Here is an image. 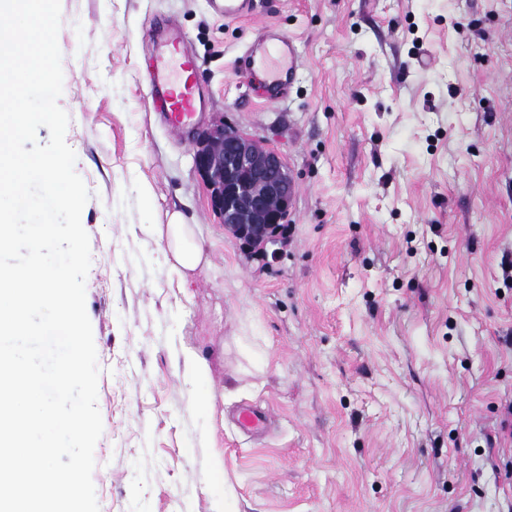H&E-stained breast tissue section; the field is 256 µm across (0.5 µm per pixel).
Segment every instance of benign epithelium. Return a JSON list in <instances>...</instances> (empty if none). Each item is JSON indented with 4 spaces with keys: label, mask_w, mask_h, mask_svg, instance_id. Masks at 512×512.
Wrapping results in <instances>:
<instances>
[{
    "label": "benign epithelium",
    "mask_w": 512,
    "mask_h": 512,
    "mask_svg": "<svg viewBox=\"0 0 512 512\" xmlns=\"http://www.w3.org/2000/svg\"><path fill=\"white\" fill-rule=\"evenodd\" d=\"M194 164L209 187L211 208L227 231L247 247L276 245L274 233L285 220L295 191L279 154L220 124L198 136Z\"/></svg>",
    "instance_id": "7a95c632"
}]
</instances>
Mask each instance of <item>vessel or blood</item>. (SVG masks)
I'll return each mask as SVG.
<instances>
[{
    "mask_svg": "<svg viewBox=\"0 0 512 512\" xmlns=\"http://www.w3.org/2000/svg\"><path fill=\"white\" fill-rule=\"evenodd\" d=\"M214 12L235 21L251 15L254 0H210ZM150 36L155 55L148 70L151 94L166 114L171 127L180 130L205 109V94L194 74V57L189 38L181 26L163 22L154 26ZM301 64L294 39L276 27L260 28L254 39L236 59V71L247 91L267 100H283L293 89ZM268 416L252 407H243L237 423L250 432L265 429Z\"/></svg>",
    "mask_w": 512,
    "mask_h": 512,
    "instance_id": "obj_1",
    "label": "vessel or blood"
}]
</instances>
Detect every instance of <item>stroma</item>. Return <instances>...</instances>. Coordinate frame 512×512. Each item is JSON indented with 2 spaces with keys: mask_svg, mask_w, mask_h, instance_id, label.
<instances>
[{
  "mask_svg": "<svg viewBox=\"0 0 512 512\" xmlns=\"http://www.w3.org/2000/svg\"><path fill=\"white\" fill-rule=\"evenodd\" d=\"M168 19L200 127L250 134L294 178L266 255L154 109L147 32ZM262 25L303 62L276 104L234 68ZM57 41L90 193L100 512H216L218 458L228 512H512V0H255L233 22L209 0H61ZM174 213L204 254L187 285L156 231ZM247 403L268 435L233 423Z\"/></svg>",
  "mask_w": 512,
  "mask_h": 512,
  "instance_id": "1",
  "label": "stroma"
}]
</instances>
